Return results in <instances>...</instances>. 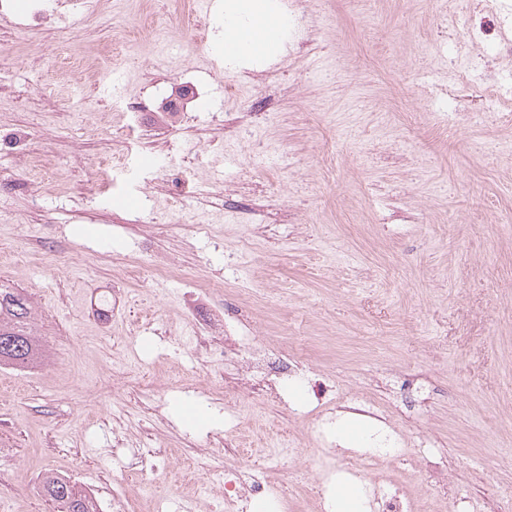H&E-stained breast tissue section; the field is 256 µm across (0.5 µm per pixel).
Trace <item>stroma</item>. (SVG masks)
Instances as JSON below:
<instances>
[{
	"mask_svg": "<svg viewBox=\"0 0 512 512\" xmlns=\"http://www.w3.org/2000/svg\"><path fill=\"white\" fill-rule=\"evenodd\" d=\"M0 16V284L35 307L43 360L0 366V512H51L29 489L191 492L186 458L234 436L295 512L321 454L316 391L372 402L403 456L363 483L456 512L512 502V0H300L276 60L223 55L224 0L189 43L195 0H13ZM167 49L152 52L155 31ZM136 99L115 109L98 79ZM241 96L225 101L228 81ZM257 103L275 123L248 113ZM280 161L258 169L260 144ZM25 253L26 263L13 255ZM193 271L138 267L142 253ZM128 296L110 324L92 314ZM296 347L303 385L266 395L239 359L202 365L193 327ZM164 442L124 477L126 451Z\"/></svg>",
	"mask_w": 512,
	"mask_h": 512,
	"instance_id": "obj_1",
	"label": "stroma"
}]
</instances>
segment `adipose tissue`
I'll list each match as a JSON object with an SVG mask.
<instances>
[{
  "label": "adipose tissue",
  "mask_w": 512,
  "mask_h": 512,
  "mask_svg": "<svg viewBox=\"0 0 512 512\" xmlns=\"http://www.w3.org/2000/svg\"><path fill=\"white\" fill-rule=\"evenodd\" d=\"M265 20L275 37H282L284 23L270 9L269 0H227L224 10V51L233 57L256 53L250 30L256 20Z\"/></svg>",
  "instance_id": "ef3b65f1"
}]
</instances>
